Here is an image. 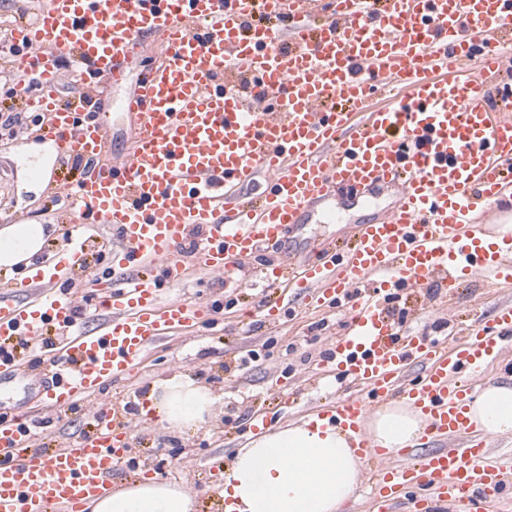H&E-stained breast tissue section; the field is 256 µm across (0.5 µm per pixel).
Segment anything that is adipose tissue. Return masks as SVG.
Segmentation results:
<instances>
[{
  "mask_svg": "<svg viewBox=\"0 0 512 512\" xmlns=\"http://www.w3.org/2000/svg\"><path fill=\"white\" fill-rule=\"evenodd\" d=\"M47 231L41 224L0 227V267L39 257ZM215 398L185 375L162 382L151 408L161 422L196 427L205 423ZM475 430L512 435V382L481 388L467 404ZM424 416L407 403H390L367 420V433L382 448L419 444ZM361 462L348 431L311 417L253 437L237 451L224 480V496L235 512H340L359 485ZM191 497L178 485L136 481L97 497L92 512H192Z\"/></svg>",
  "mask_w": 512,
  "mask_h": 512,
  "instance_id": "ef3b65f1",
  "label": "adipose tissue"
}]
</instances>
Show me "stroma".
I'll list each match as a JSON object with an SVG mask.
<instances>
[{"label":"stroma","instance_id":"stroma-1","mask_svg":"<svg viewBox=\"0 0 512 512\" xmlns=\"http://www.w3.org/2000/svg\"><path fill=\"white\" fill-rule=\"evenodd\" d=\"M142 70V65L133 66L126 82L114 88L111 100L104 104L109 115L110 156L122 153L135 135L134 120L116 105L134 90ZM14 112L21 113V123L5 125L4 116ZM32 114L26 101L13 92L6 73L0 72V225H48L52 233L43 247L48 255L64 234L62 221L71 206L62 186L72 182L76 172L71 164L56 161L51 165L55 178L28 187L26 162L30 150L38 145L32 136ZM392 202L393 195L387 192L376 206L363 209L354 193L337 190L331 200L338 214L335 222L322 223L317 215H310L284 241L264 247L238 282L225 283L218 275L193 272L165 285L164 298L209 305L211 322L198 335L172 336L152 345L125 380L90 396L81 412H47L35 371L23 369L0 379V414L29 410L42 418L32 444L37 451L42 444L55 446L90 430L97 407L132 405L130 443L138 465L113 472V488L152 477L190 491L195 512H224V470L231 466L235 451L248 441L252 415L269 413L274 427H284L308 418L324 402L356 394L348 379L331 378L319 384L312 377L313 370L327 360L331 339L344 330L342 312L317 310L298 300L288 305L279 325L240 324L242 309L272 293L262 278V268L288 255L316 259L320 247L330 244L350 246L353 225L375 221ZM380 295L391 310L405 311L404 329L441 339L476 322H490L499 305L512 301V290L491 288L476 278L450 295L425 288L410 297L396 288L381 289ZM178 372L189 374L215 395L214 415L207 424L171 430L141 416L140 408L153 387Z\"/></svg>","mask_w":512,"mask_h":512}]
</instances>
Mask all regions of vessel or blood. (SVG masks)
Instances as JSON below:
<instances>
[{
    "label": "vessel or blood",
    "mask_w": 512,
    "mask_h": 512,
    "mask_svg": "<svg viewBox=\"0 0 512 512\" xmlns=\"http://www.w3.org/2000/svg\"><path fill=\"white\" fill-rule=\"evenodd\" d=\"M315 0H41L34 22L13 31L17 72L36 74L30 101L51 119L37 131L58 157L86 162L72 186V224L108 225L121 246L112 277L88 275L102 321L75 330L76 294L59 284L84 269V244L71 241L26 282L32 301L0 295V376L16 340L42 347L54 327L59 374L46 405L60 411L127 375L152 344L206 322V305L160 302L177 280L183 248L195 241L197 265L225 280L257 247L279 242L337 187L396 200L372 224L353 227L354 244L321 263L269 267L265 279L289 295L344 305L348 327L332 340L333 369L365 399H339L319 419L358 439L370 471L368 512H393L401 497L432 490L450 512H491L512 484V457L493 456L488 437L466 415L472 377L512 344V304L465 336L442 343L397 330L367 282L416 290L428 281L453 290L486 275L512 287V235L486 236L483 215L512 192V101L496 89L501 56L512 45V0H331L316 22ZM290 16L286 29L253 22ZM86 66L78 84L85 117L57 99L56 56ZM145 60L137 88L121 102L136 135L120 163L97 165L109 127L99 104ZM390 98L370 107L377 85ZM269 182L259 202L238 203L258 173ZM424 365L413 380L410 363ZM403 398L426 417V433L459 446L417 453L373 444L363 422L373 407ZM96 427L43 455H26V429L0 418V512H85L125 461L127 428L100 411Z\"/></svg>",
    "instance_id": "1"
}]
</instances>
